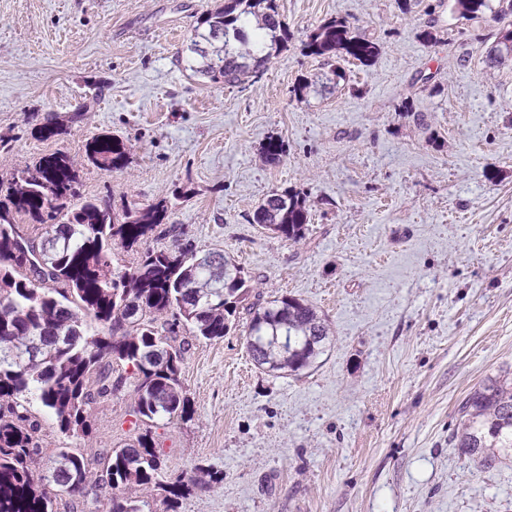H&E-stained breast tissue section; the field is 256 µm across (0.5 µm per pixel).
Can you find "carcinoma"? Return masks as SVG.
<instances>
[{
	"instance_id": "cac0c4a2",
	"label": "carcinoma",
	"mask_w": 512,
	"mask_h": 512,
	"mask_svg": "<svg viewBox=\"0 0 512 512\" xmlns=\"http://www.w3.org/2000/svg\"><path fill=\"white\" fill-rule=\"evenodd\" d=\"M464 18L490 9V0H455ZM288 34L277 0H221L196 19L187 68L215 84L238 85L264 74ZM307 54L330 67L327 81L343 78L340 60L373 64L381 44L355 34L343 18L325 20L307 35ZM489 55H512V28L500 32ZM284 141L271 136L265 159L280 160ZM86 156L105 169L127 164L124 143L108 134L87 144ZM78 177L64 153L24 166L0 204V512H55L57 494L83 495L89 483L108 489L109 512H143L148 502L125 496L130 484L157 487L174 502L190 487L219 480L210 472L190 482L168 477L150 431L112 450L103 470L66 448L59 465L40 472L41 423L32 401L47 408L65 435L86 433L92 405L118 390L112 365H127L134 378V413L142 423L192 414L184 390L182 328L204 342L224 339L234 327L251 276L220 250L199 253L176 245L146 248L133 267L114 265L110 246L133 248L168 218V204L126 210L117 216L106 197L78 198ZM47 225L40 245L16 228L21 217ZM252 223L292 242L310 223L306 196L273 193L253 212ZM246 347L257 367L298 375L312 368L331 344L326 320L288 295L257 300L244 324ZM455 447L483 463L512 456V370L470 391L459 406Z\"/></svg>"
}]
</instances>
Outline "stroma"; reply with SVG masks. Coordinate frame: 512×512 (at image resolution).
I'll list each match as a JSON object with an SVG mask.
<instances>
[{
  "mask_svg": "<svg viewBox=\"0 0 512 512\" xmlns=\"http://www.w3.org/2000/svg\"><path fill=\"white\" fill-rule=\"evenodd\" d=\"M216 4L0 0V200L54 152L82 196L118 214L186 191L150 247L224 251L252 277L248 302L287 294L330 326L296 376L259 369L240 329L212 343L180 331L193 415L152 431L169 473L223 480L176 512H512V459L486 467L450 442L465 396L512 367V56L487 61L507 20L463 18L454 0H278L287 48L230 87L177 61ZM332 17L382 53L341 62L325 90L304 43ZM101 133L126 144L124 170L88 161ZM271 136L285 144L275 163ZM284 190L310 206L299 243L250 221ZM113 373L126 382L93 405L87 434L32 405L43 459L67 448L93 462L135 442L130 370Z\"/></svg>",
  "mask_w": 512,
  "mask_h": 512,
  "instance_id": "stroma-1",
  "label": "stroma"
}]
</instances>
